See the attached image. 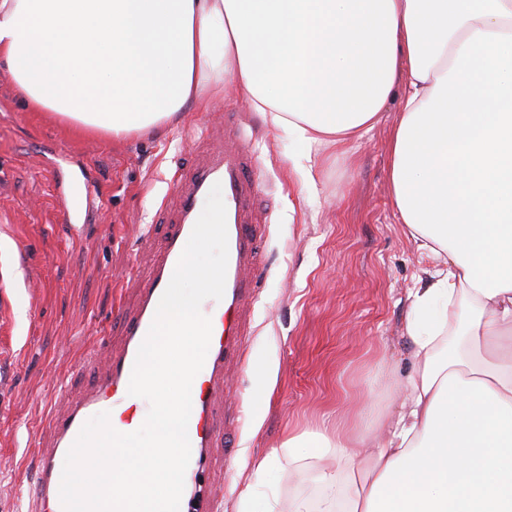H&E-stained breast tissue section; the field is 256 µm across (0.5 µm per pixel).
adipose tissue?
<instances>
[{
	"instance_id": "adipose-tissue-1",
	"label": "adipose tissue",
	"mask_w": 512,
	"mask_h": 512,
	"mask_svg": "<svg viewBox=\"0 0 512 512\" xmlns=\"http://www.w3.org/2000/svg\"><path fill=\"white\" fill-rule=\"evenodd\" d=\"M0 62L31 111L115 140L227 90L327 148L401 94L392 199L439 265L412 374L289 432L317 493L265 512H512V0H0Z\"/></svg>"
}]
</instances>
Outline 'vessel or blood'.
<instances>
[{
    "mask_svg": "<svg viewBox=\"0 0 512 512\" xmlns=\"http://www.w3.org/2000/svg\"><path fill=\"white\" fill-rule=\"evenodd\" d=\"M216 181L224 184L228 264L224 295L211 317L208 354L191 386V458L185 481L193 486L194 494L191 500L182 501L180 512H222L210 494L208 450L220 440L226 448L225 459L234 455L233 428L241 421L244 406L225 403L227 373L244 362L252 305L265 273L259 251L265 226L253 210L262 183L249 141L237 126L230 127L223 151L210 154L202 166L189 173L174 175L179 217L169 224L159 249H152L149 237L141 239L143 248L151 249L152 255L147 265L134 266L128 275L136 285L137 303L133 311L121 308L116 313L120 342H101L86 350L79 364L84 369H97L98 381L78 395L57 401L39 430L32 451L35 484L28 512H57L59 459L66 456L88 417L129 401L128 386L139 347L192 233L197 204Z\"/></svg>",
    "mask_w": 512,
    "mask_h": 512,
    "instance_id": "obj_1",
    "label": "vessel or blood"
}]
</instances>
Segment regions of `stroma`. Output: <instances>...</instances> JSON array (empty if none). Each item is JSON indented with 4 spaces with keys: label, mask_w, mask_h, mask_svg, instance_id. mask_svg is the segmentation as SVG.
<instances>
[{
    "label": "stroma",
    "mask_w": 512,
    "mask_h": 512,
    "mask_svg": "<svg viewBox=\"0 0 512 512\" xmlns=\"http://www.w3.org/2000/svg\"><path fill=\"white\" fill-rule=\"evenodd\" d=\"M400 105V96L391 97L361 140L312 159L293 135L262 123L231 94L184 113L163 136L115 142L30 111L0 65V212L14 221L11 237L0 239V266L23 247L41 280L31 288L23 278L0 277V310L13 315L0 335V512H17L15 492L31 478L28 434L42 425L60 389L93 382V373L75 371L82 351L118 334L116 303L133 307L135 293L123 277L149 259L138 240L147 234L160 243L177 217L171 172L223 150L228 121L246 130L266 183V275L252 308L248 358L269 362L271 376L258 403L251 370L236 375L246 417L235 430L233 467H225L223 448L210 451L211 491L224 512L243 502L263 512L269 496L284 502L309 493L307 473L288 466L289 431L335 427L369 404L366 380L378 368L400 383L411 373L405 326L431 263L391 197L389 143ZM52 143L65 147L63 164L44 154ZM69 171L102 199L90 211L83 197L74 198L78 211L90 213L76 238L59 222L56 184ZM270 453L277 456L273 467L255 475L251 457Z\"/></svg>",
    "instance_id": "35a3bbf8"
}]
</instances>
